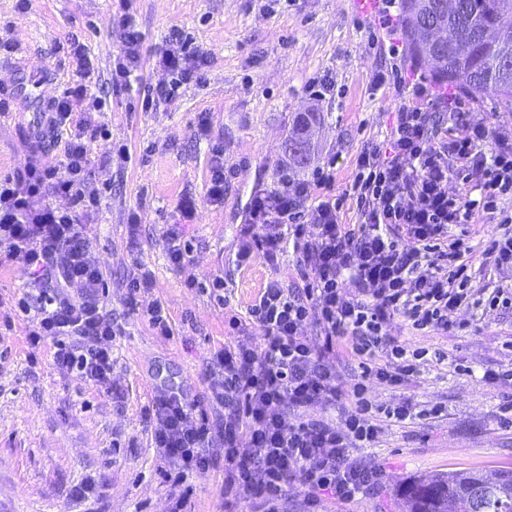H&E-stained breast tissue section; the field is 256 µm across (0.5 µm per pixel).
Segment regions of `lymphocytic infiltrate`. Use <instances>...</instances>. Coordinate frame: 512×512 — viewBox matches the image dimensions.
I'll use <instances>...</instances> for the list:
<instances>
[{"label":"lymphocytic infiltrate","instance_id":"lymphocytic-infiltrate-1","mask_svg":"<svg viewBox=\"0 0 512 512\" xmlns=\"http://www.w3.org/2000/svg\"><path fill=\"white\" fill-rule=\"evenodd\" d=\"M124 40L109 80L78 36L58 43L75 65L76 78L43 112L37 141L63 136L60 163L28 162L23 171L0 178V270L21 264L38 295L23 293L19 316L31 317L26 343L31 351L52 346L53 361L70 375L116 399L112 383V344L124 330L107 314L102 297L107 282L92 255L90 225L102 192L93 182L90 144L107 135L95 116L108 108L110 93L128 88L142 67L143 37L130 15L122 17ZM155 66L162 73L142 90V108L172 101L181 86L203 84L208 55L181 30H171ZM376 86L408 88L383 139L367 143L357 156V174L345 196L334 193V176L316 169L307 179L280 176L278 185L255 195L248 221L268 229L263 239L244 241L239 259L262 251L277 261L284 241L298 255L295 287L271 282L247 310V319L228 321L231 342L214 351L202 398L175 384L161 385L141 410L154 448L170 458V512H187L193 473L224 469V512H238L253 498L254 512H281L285 487L301 478L307 512H318L322 495L342 502L378 489L382 471L352 457L355 448L376 443L383 423L411 424L414 405L403 401L379 408L365 396L378 382L403 386L417 370L408 348L390 336L394 316L415 330L455 331L449 311L469 306L467 256L463 238L450 225L492 224L496 231L484 254L498 269L512 268V216L500 202L512 195V138L493 127L463 120L465 101L430 89L404 70L377 73ZM470 184L464 196L448 193L449 180ZM351 203L358 220L343 223ZM181 223L163 233L169 264L184 271L190 246L182 224L192 220L197 200L177 204ZM54 279L44 289L45 279ZM151 271L137 265L126 288L131 314L156 335L174 334L163 304L152 299ZM320 329L321 343L304 336L306 323ZM263 335L260 347L234 343L247 326ZM387 347L388 363L377 360ZM358 360V372L342 382L333 361L337 353ZM339 409L342 423L330 417ZM224 443V460L207 453Z\"/></svg>","mask_w":512,"mask_h":512}]
</instances>
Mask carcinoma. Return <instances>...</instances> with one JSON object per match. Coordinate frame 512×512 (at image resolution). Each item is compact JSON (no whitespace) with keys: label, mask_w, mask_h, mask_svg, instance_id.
Masks as SVG:
<instances>
[{"label":"carcinoma","mask_w":512,"mask_h":512,"mask_svg":"<svg viewBox=\"0 0 512 512\" xmlns=\"http://www.w3.org/2000/svg\"><path fill=\"white\" fill-rule=\"evenodd\" d=\"M410 53L434 62L432 77L440 84L455 85L476 95H492L512 108V0H457L458 8L447 10L448 0H402ZM440 21L456 38L445 45L429 41L424 27ZM319 117L308 112L298 117L290 142L309 144ZM484 474L474 470H450L425 480L414 479L399 488L403 512H469L472 487ZM496 484L482 497L480 512H512V468L495 472Z\"/></svg>","instance_id":"cac0c4a2"}]
</instances>
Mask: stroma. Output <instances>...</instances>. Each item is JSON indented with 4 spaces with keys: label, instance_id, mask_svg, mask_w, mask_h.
<instances>
[{
    "label": "stroma",
    "instance_id": "obj_1",
    "mask_svg": "<svg viewBox=\"0 0 512 512\" xmlns=\"http://www.w3.org/2000/svg\"><path fill=\"white\" fill-rule=\"evenodd\" d=\"M15 0H0V28L11 26L19 44L0 57V95L13 101L12 118L0 120V177L23 169L28 139L43 108L60 96L73 72L70 59L57 53L58 41L78 35L102 74H109L123 38L121 17L131 13L143 35V82L160 78L153 57L174 28L193 37L211 64L205 85L183 86L178 97L151 112L140 109L137 93L112 95L103 117L110 138L91 144L96 184H111L92 227L95 258L107 276L106 309L126 314V283L134 261L152 270V296L170 313L174 335H155L128 317L126 334L112 347V383L121 401L102 396L55 365L50 347L29 361L26 324L16 320L0 345V512H167L171 486L162 476L173 462L151 446L140 412L151 402L160 379L180 383L193 396L206 390L205 374L215 349L226 340L225 321L245 317L247 307L273 280L296 278L297 255L285 247L278 264L255 254L237 267L242 229L263 238L264 226L247 225V201L276 187L281 173L311 177L316 167L336 163L337 193L349 189L356 157L366 140L383 137L392 124L402 93L375 87L378 71L398 67L424 79L431 66L409 51L390 55L389 37L377 14H356L348 0H294L270 15L260 0H31L27 13ZM332 73L336 95L318 100L307 81ZM211 115L201 135L199 113ZM303 112H316L314 151L309 165H293L286 151L291 128ZM224 143V161L235 174L224 202L204 201L208 143ZM131 152L153 146L147 164L117 166L113 146ZM199 197L195 218L185 228L191 244L187 272L199 281L183 285L184 273L167 262L162 234L178 223L181 197ZM138 215L131 226L130 215ZM488 228L470 226V283L493 290L512 284V270L498 271L483 255ZM224 280V303L205 292ZM469 321L470 332H420L395 317L390 333L408 347L440 351L400 388L374 383L368 397L388 406L410 400L428 415L414 423L385 425L375 447L354 449L359 460L381 467L382 488L349 503L322 496L321 512H401L399 485L453 468L493 472L512 467V390L482 379L487 370H512V309L472 305L449 315ZM94 478V498L72 500L74 485ZM221 469L190 477V512H224Z\"/></svg>",
    "mask_w": 512,
    "mask_h": 512
}]
</instances>
